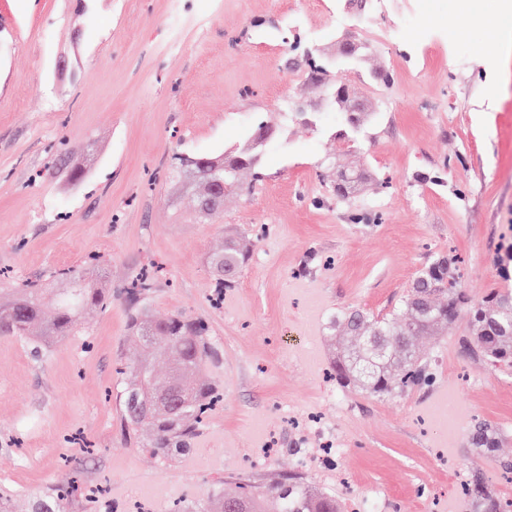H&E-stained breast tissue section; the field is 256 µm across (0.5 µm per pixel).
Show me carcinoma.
<instances>
[{
  "mask_svg": "<svg viewBox=\"0 0 512 512\" xmlns=\"http://www.w3.org/2000/svg\"><path fill=\"white\" fill-rule=\"evenodd\" d=\"M248 260V251L238 241L224 245V265L240 269ZM71 287L57 293L51 314L45 312L46 289L40 283L23 288L0 289V334L14 336L36 351L75 335V321L88 306L105 307L109 295L100 283L77 267L51 272ZM467 318L466 336L461 347L469 357L484 364L509 370L512 368V289L491 288L482 300L473 301L459 283L455 262L437 257L413 281L400 306L375 317L357 308L340 313L329 327L332 346V370L342 389H359L370 395H403L430 385L431 364L415 348L421 336L438 335L455 323L460 315ZM154 326L150 345L155 352L171 361L172 371L164 380H155L150 361L131 356L125 358L120 397L122 418L130 441L140 448H150L162 461L188 450L205 413L218 391L212 380H203L201 372L209 366L214 347L206 326L181 314L154 321L148 312L136 309L130 315L131 335L140 339L145 325ZM376 333L387 341L388 356L368 363L373 374L362 380L352 358L357 356L358 336ZM152 382L158 394L184 392L189 404L180 414L170 415L164 407L156 408L151 417L141 416L127 403L128 394L138 382ZM467 443L486 455L496 456L498 429L486 420L474 421L468 430ZM471 512H512L489 488L485 478L475 474L464 484ZM74 487L66 486L33 497L30 512H69V497ZM273 499L277 512H341L336 496L323 492L302 479H290L255 491L243 482H233L213 492L202 504L186 503L175 512H225L232 502L239 512H266L265 502Z\"/></svg>",
  "mask_w": 512,
  "mask_h": 512,
  "instance_id": "obj_1",
  "label": "carcinoma"
}]
</instances>
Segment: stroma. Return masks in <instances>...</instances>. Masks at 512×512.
Wrapping results in <instances>:
<instances>
[{
	"label": "stroma",
	"instance_id": "stroma-1",
	"mask_svg": "<svg viewBox=\"0 0 512 512\" xmlns=\"http://www.w3.org/2000/svg\"><path fill=\"white\" fill-rule=\"evenodd\" d=\"M168 4L0 0V288L81 264L111 296L49 352L0 335V486L16 512L65 480L70 512H94L95 490L112 512H173L227 481L291 477L345 512L369 492L381 512H470L461 483L475 471L512 499V476L466 442L483 418L512 457V373L462 352L465 319L419 339L430 387L380 399L327 376L333 316L388 313L435 256L456 258L472 299L512 288V51L488 41L492 0H182L196 25L172 52ZM293 12L304 26L286 27ZM374 25L388 41L327 77L374 111L354 141L305 50L335 30L364 43ZM375 69L390 82L369 81ZM292 102L308 116L286 119ZM260 121L288 128L264 146L262 180L243 171L220 219L195 210L205 187L176 156L230 151ZM329 156L368 174L351 204L328 192ZM231 238L251 258L219 299L211 260ZM145 271L147 293L134 286ZM137 306L204 321L218 352L207 375L224 400L165 462L131 445L119 407L118 361L142 349Z\"/></svg>",
	"mask_w": 512,
	"mask_h": 512
}]
</instances>
